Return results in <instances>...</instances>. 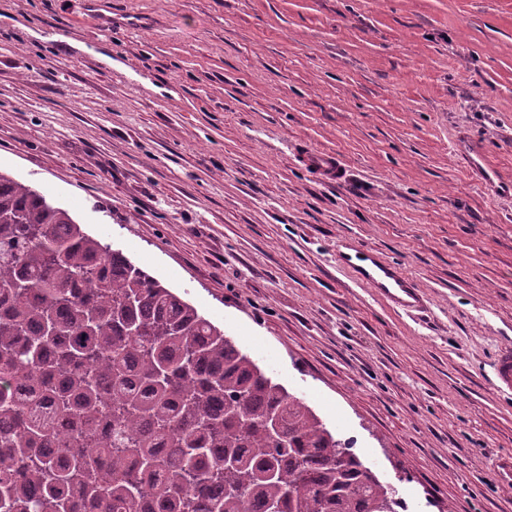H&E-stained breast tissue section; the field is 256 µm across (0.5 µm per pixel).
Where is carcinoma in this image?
Masks as SVG:
<instances>
[{
  "label": "carcinoma",
  "instance_id": "carcinoma-1",
  "mask_svg": "<svg viewBox=\"0 0 512 512\" xmlns=\"http://www.w3.org/2000/svg\"><path fill=\"white\" fill-rule=\"evenodd\" d=\"M224 330L0 173V512H399Z\"/></svg>",
  "mask_w": 512,
  "mask_h": 512
}]
</instances>
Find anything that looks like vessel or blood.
Instances as JSON below:
<instances>
[{"label":"vessel or blood","mask_w":512,"mask_h":512,"mask_svg":"<svg viewBox=\"0 0 512 512\" xmlns=\"http://www.w3.org/2000/svg\"><path fill=\"white\" fill-rule=\"evenodd\" d=\"M299 160L326 180L334 182L341 177L342 165L335 155L307 151ZM334 260L338 269L348 272L357 284L372 289L392 309L405 314L426 309V298L418 283L382 252L343 238L336 242ZM490 385L497 395H512L511 344L499 349Z\"/></svg>","instance_id":"b4317fda"}]
</instances>
